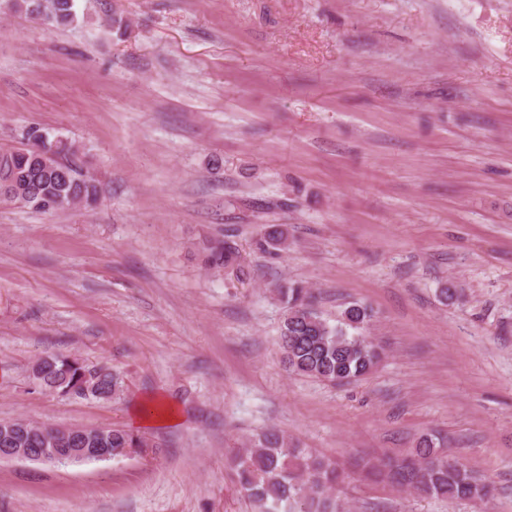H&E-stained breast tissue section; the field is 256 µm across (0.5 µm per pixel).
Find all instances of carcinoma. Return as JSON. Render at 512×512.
Wrapping results in <instances>:
<instances>
[{
  "instance_id": "1",
  "label": "carcinoma",
  "mask_w": 512,
  "mask_h": 512,
  "mask_svg": "<svg viewBox=\"0 0 512 512\" xmlns=\"http://www.w3.org/2000/svg\"><path fill=\"white\" fill-rule=\"evenodd\" d=\"M9 13L23 14L36 21L43 18L55 26L74 21V0H4ZM25 138L27 149L0 152V199L43 213L52 198L78 204L98 199L96 179L84 171L83 163L58 135L38 126H30ZM264 243L277 250L288 249V229L269 224ZM206 262L224 267L235 260L230 246H206ZM284 304L280 341L288 371L318 379L331 385H343L371 373L381 357L376 344L362 335L374 318L372 308L352 302L332 324L317 310L316 296L298 282L276 289ZM98 375L97 392L89 398L108 400L123 388L120 375L105 364L89 365L70 360L62 353H50L42 359L40 388L59 396L70 395L84 372ZM0 442L20 448H64L65 440L56 430L40 427L26 419L0 420ZM85 448H110L112 459L141 458L153 453L155 444L130 429L98 427L85 432ZM240 490L260 512H341L335 497L341 482L338 470L314 457L288 438L284 432L267 428L255 434L250 446L230 458ZM362 473L388 481L421 495L454 500L485 501L494 497L493 484L456 459L436 448L432 438L421 437L413 453L401 459H361Z\"/></svg>"
}]
</instances>
